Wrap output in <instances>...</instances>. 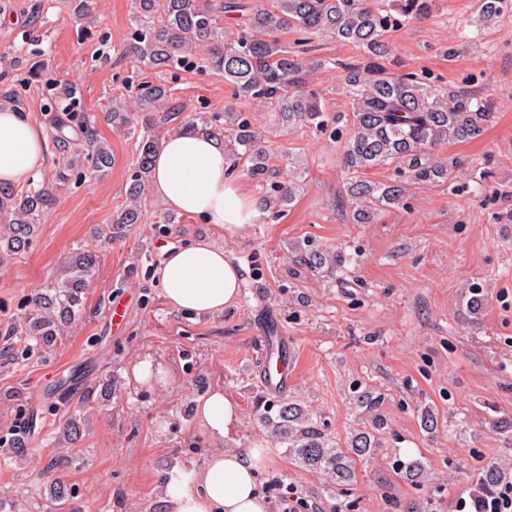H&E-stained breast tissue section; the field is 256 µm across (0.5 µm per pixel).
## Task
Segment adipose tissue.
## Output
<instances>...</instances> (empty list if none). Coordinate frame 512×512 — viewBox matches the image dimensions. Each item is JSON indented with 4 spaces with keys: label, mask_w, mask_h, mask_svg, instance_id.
I'll return each instance as SVG.
<instances>
[{
    "label": "adipose tissue",
    "mask_w": 512,
    "mask_h": 512,
    "mask_svg": "<svg viewBox=\"0 0 512 512\" xmlns=\"http://www.w3.org/2000/svg\"><path fill=\"white\" fill-rule=\"evenodd\" d=\"M48 153L41 126L14 102L0 100V188L16 186L41 170ZM232 166L214 138L173 131L152 159L151 189L169 209L240 233L255 222L258 211L231 176ZM157 278L169 307L216 315L237 301L242 267L223 244L201 238L168 245ZM195 414L201 431L214 440L223 439L239 422L235 401L219 387L198 399ZM262 462L256 449L246 454L215 451L201 470L169 484L164 495L175 512H269L258 488Z\"/></svg>",
    "instance_id": "ef3b65f1"
}]
</instances>
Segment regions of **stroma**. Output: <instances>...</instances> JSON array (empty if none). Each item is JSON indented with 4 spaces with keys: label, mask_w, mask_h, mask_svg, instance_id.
<instances>
[{
    "label": "stroma",
    "mask_w": 512,
    "mask_h": 512,
    "mask_svg": "<svg viewBox=\"0 0 512 512\" xmlns=\"http://www.w3.org/2000/svg\"><path fill=\"white\" fill-rule=\"evenodd\" d=\"M478 6L438 0L432 16L400 17L387 27L391 72L493 100L496 113L479 137L439 146L457 163L448 181L410 185L399 205L358 224L341 140L326 130L273 125L256 101L233 100L223 75L202 70V50L163 75L145 68L127 51L130 0H96L88 28L74 19L69 0H0V98L30 112L53 148L23 188L55 182L68 167L60 139L74 131L60 125L65 115L52 83L78 86L83 111L112 149L105 176L83 168L58 184L33 245L0 257V502L7 512H55L47 466L59 457L71 461L59 477L75 493L78 512H173L165 479L200 470L220 444L264 449L259 483L272 512H403L412 501L426 512H449L478 488L486 461L512 473V437L487 425L512 417V0L482 27ZM145 81L165 83L186 113H220L236 103L280 172L300 166L302 183L286 211H261L245 231L224 235L183 214L162 233L151 221L164 204L151 195L146 223L121 240L96 237L95 228L126 204L143 135L139 113L121 134L104 115L113 98H133ZM307 81L337 128L350 133L340 72L317 70ZM210 236L243 267L239 298L218 315L177 312L155 277L162 248ZM306 240L356 261L333 276L297 267L293 249ZM76 248L98 256L81 310L52 346L30 348L13 328L30 314L35 292L67 277ZM475 284L487 296L478 317L466 307ZM281 356L292 374L284 393L265 379ZM144 358L163 380L134 381L131 368ZM357 382L385 393L388 426L381 451L358 464L351 485L331 493L320 475L265 436L258 412L265 401L292 399L342 440L363 420L350 399ZM107 383L112 393L104 397ZM214 386L240 410L220 444L195 418L197 399ZM425 408L438 416L435 433L421 427ZM73 414L84 415L85 431L70 443L61 428ZM17 437L27 444L20 457L3 446ZM397 456L423 459V481L405 480L392 465Z\"/></svg>",
    "instance_id": "35a3bbf8"
}]
</instances>
